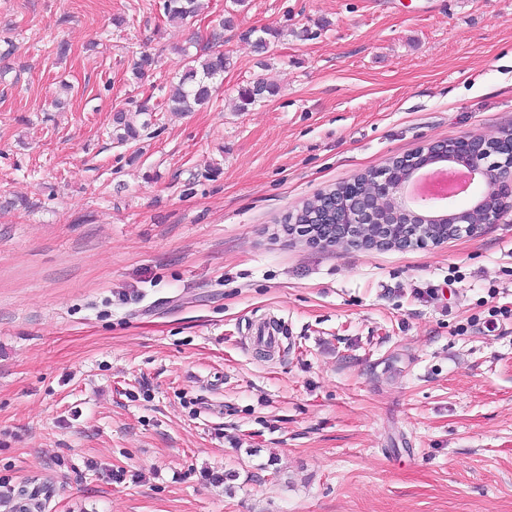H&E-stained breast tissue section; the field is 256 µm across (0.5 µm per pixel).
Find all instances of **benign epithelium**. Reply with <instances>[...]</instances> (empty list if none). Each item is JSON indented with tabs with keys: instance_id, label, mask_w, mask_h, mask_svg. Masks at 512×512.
Segmentation results:
<instances>
[{
	"instance_id": "obj_1",
	"label": "benign epithelium",
	"mask_w": 512,
	"mask_h": 512,
	"mask_svg": "<svg viewBox=\"0 0 512 512\" xmlns=\"http://www.w3.org/2000/svg\"><path fill=\"white\" fill-rule=\"evenodd\" d=\"M463 165L470 177L494 190V201L466 209L450 206L429 213L412 198L413 185L426 165ZM351 199L334 202L309 224H287L285 231L313 247L338 245L360 249L440 246L481 224H495L512 208V136L467 135L430 143L412 154L394 157L371 172L366 183H347Z\"/></svg>"
}]
</instances>
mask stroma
Returning <instances> with one entry per match:
<instances>
[{
  "mask_svg": "<svg viewBox=\"0 0 512 512\" xmlns=\"http://www.w3.org/2000/svg\"><path fill=\"white\" fill-rule=\"evenodd\" d=\"M204 3L0 0V512H512V211L430 249L283 230L512 127V0H248L224 30ZM216 48L207 107L113 142ZM163 15L170 22L181 23L188 18L197 17L202 12L201 0H163ZM275 92L273 85L263 80L253 82L251 85L242 87L238 90V104L236 111L245 112L252 105L266 99Z\"/></svg>",
  "mask_w": 512,
  "mask_h": 512,
  "instance_id": "stroma-1",
  "label": "stroma"
}]
</instances>
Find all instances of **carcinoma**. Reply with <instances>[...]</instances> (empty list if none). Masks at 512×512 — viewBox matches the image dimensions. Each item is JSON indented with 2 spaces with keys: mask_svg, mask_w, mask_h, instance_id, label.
Returning <instances> with one entry per match:
<instances>
[{
  "mask_svg": "<svg viewBox=\"0 0 512 512\" xmlns=\"http://www.w3.org/2000/svg\"><path fill=\"white\" fill-rule=\"evenodd\" d=\"M163 15L170 22L182 23L189 18L197 17L202 12V0H162ZM255 37L254 47L262 53L269 52L271 39L281 36L280 31L267 28L257 36L250 30L246 37ZM232 59L222 50H211L204 54L187 56L184 71L173 85V90L163 103H153L146 98L134 101V109H121L112 118V140L119 144H128L141 139L143 132L152 127L155 112L166 106L173 113L193 112L195 108L210 103L217 85L223 83L224 72L230 68ZM273 85L258 80L238 90L236 111L245 112L248 108L273 95ZM329 199L328 192L317 194L314 199L305 203L296 215L301 221H309L316 212L321 210Z\"/></svg>",
  "mask_w": 512,
  "mask_h": 512,
  "instance_id": "carcinoma-1",
  "label": "carcinoma"
}]
</instances>
